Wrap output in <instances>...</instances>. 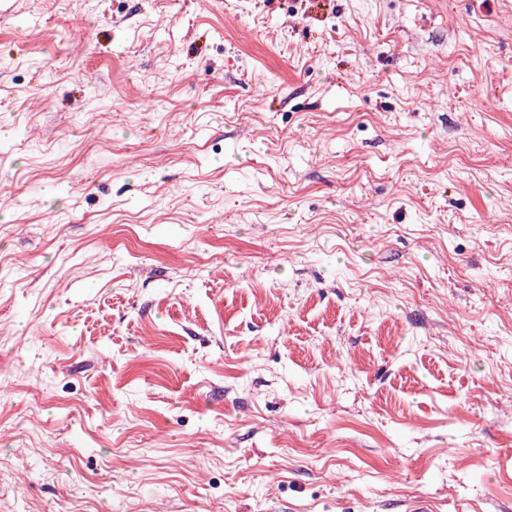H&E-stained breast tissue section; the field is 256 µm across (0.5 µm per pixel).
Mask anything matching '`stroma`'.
I'll return each instance as SVG.
<instances>
[{"label": "stroma", "mask_w": 512, "mask_h": 512, "mask_svg": "<svg viewBox=\"0 0 512 512\" xmlns=\"http://www.w3.org/2000/svg\"><path fill=\"white\" fill-rule=\"evenodd\" d=\"M512 512V0H0V512Z\"/></svg>", "instance_id": "obj_1"}]
</instances>
